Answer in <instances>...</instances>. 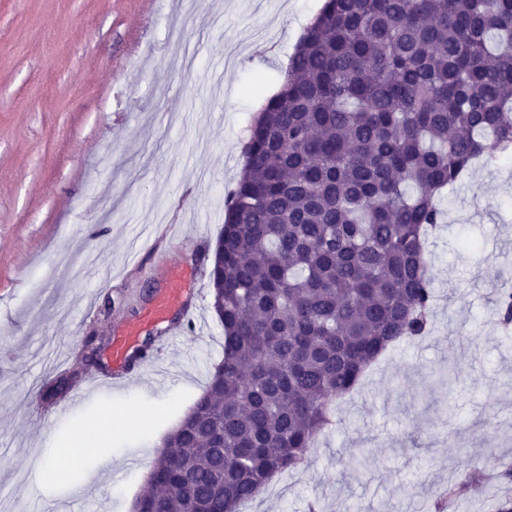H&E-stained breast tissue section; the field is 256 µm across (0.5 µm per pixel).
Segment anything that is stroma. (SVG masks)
Segmentation results:
<instances>
[{"label":"stroma","instance_id":"1","mask_svg":"<svg viewBox=\"0 0 512 512\" xmlns=\"http://www.w3.org/2000/svg\"><path fill=\"white\" fill-rule=\"evenodd\" d=\"M323 0H0V501L12 512H131L156 455L224 353L160 322L169 344L129 385L83 403L43 400L87 336H123L224 226L248 129L280 86ZM95 197L96 208L83 201ZM428 244L431 336L391 350L342 404L310 466L273 479L250 512H429L474 463L512 459V337L495 299L512 291V160L475 167L442 201ZM93 317H84L85 301ZM457 372L453 394L437 380ZM121 406L105 454L31 498L36 452ZM358 451L365 470L337 473Z\"/></svg>","mask_w":512,"mask_h":512}]
</instances>
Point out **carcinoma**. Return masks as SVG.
<instances>
[{
  "label": "carcinoma",
  "mask_w": 512,
  "mask_h": 512,
  "mask_svg": "<svg viewBox=\"0 0 512 512\" xmlns=\"http://www.w3.org/2000/svg\"><path fill=\"white\" fill-rule=\"evenodd\" d=\"M511 148L512 0H324L225 200L208 273L224 357L137 500L239 512L307 466L336 399L429 332L440 198ZM496 315L512 324V292ZM486 481L474 466L433 512Z\"/></svg>",
  "instance_id": "1"
}]
</instances>
